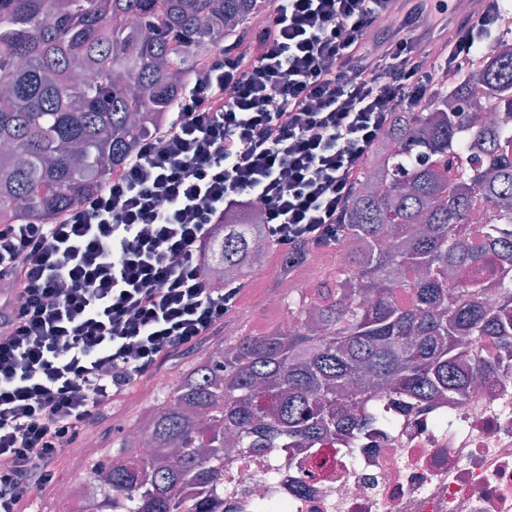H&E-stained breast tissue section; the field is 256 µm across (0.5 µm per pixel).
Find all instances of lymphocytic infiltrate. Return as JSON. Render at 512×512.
I'll list each match as a JSON object with an SVG mask.
<instances>
[{"label":"lymphocytic infiltrate","instance_id":"f902f5d3","mask_svg":"<svg viewBox=\"0 0 512 512\" xmlns=\"http://www.w3.org/2000/svg\"><path fill=\"white\" fill-rule=\"evenodd\" d=\"M267 0L252 45L202 58L173 119L52 224H0V512H30L106 404L223 326L221 225L262 200L268 247L335 246L396 113L501 35L503 0Z\"/></svg>","mask_w":512,"mask_h":512}]
</instances>
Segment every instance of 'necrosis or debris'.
Listing matches in <instances>:
<instances>
[{
	"mask_svg": "<svg viewBox=\"0 0 512 512\" xmlns=\"http://www.w3.org/2000/svg\"><path fill=\"white\" fill-rule=\"evenodd\" d=\"M311 450L233 451L210 512H512V369ZM278 473L268 482V468Z\"/></svg>",
	"mask_w": 512,
	"mask_h": 512,
	"instance_id": "necrosis-or-debris-1",
	"label": "necrosis or debris"
}]
</instances>
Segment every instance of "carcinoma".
<instances>
[{"mask_svg": "<svg viewBox=\"0 0 512 512\" xmlns=\"http://www.w3.org/2000/svg\"><path fill=\"white\" fill-rule=\"evenodd\" d=\"M262 12L260 0H0V224H51L98 190L138 140L169 117L200 57ZM93 68L99 81L81 83ZM491 90L512 111V47L439 90L432 112H399L346 210L334 274L288 294L293 327L226 337L160 394V414L90 470L100 512H197L182 496L214 488L224 450L274 454L388 426L380 387L401 403L462 395L501 368L476 343L512 348V156L506 126L463 114ZM259 225L225 224L207 271L239 284L265 252ZM493 291L497 301L483 297Z\"/></svg>", "mask_w": 512, "mask_h": 512, "instance_id": "obj_1", "label": "carcinoma"}]
</instances>
